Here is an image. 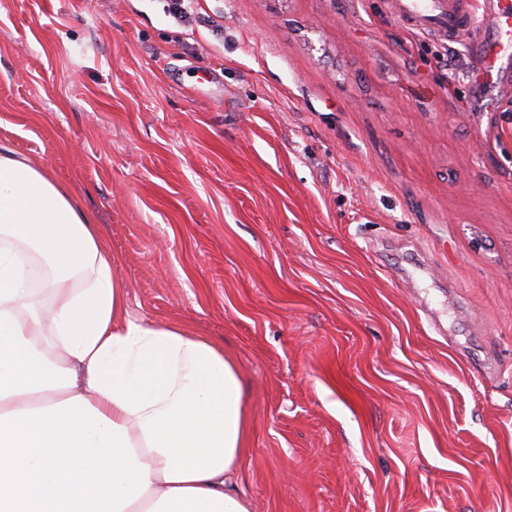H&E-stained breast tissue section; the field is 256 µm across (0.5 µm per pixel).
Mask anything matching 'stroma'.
I'll use <instances>...</instances> for the list:
<instances>
[{
  "label": "stroma",
  "instance_id": "obj_1",
  "mask_svg": "<svg viewBox=\"0 0 512 512\" xmlns=\"http://www.w3.org/2000/svg\"><path fill=\"white\" fill-rule=\"evenodd\" d=\"M387 2L0 0V144L235 357L251 512H512V98Z\"/></svg>",
  "mask_w": 512,
  "mask_h": 512
}]
</instances>
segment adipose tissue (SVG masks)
<instances>
[{"instance_id":"1","label":"adipose tissue","mask_w":512,"mask_h":512,"mask_svg":"<svg viewBox=\"0 0 512 512\" xmlns=\"http://www.w3.org/2000/svg\"><path fill=\"white\" fill-rule=\"evenodd\" d=\"M249 429L234 358L130 316L92 217L0 145V512H251Z\"/></svg>"}]
</instances>
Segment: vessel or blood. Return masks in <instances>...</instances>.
Returning <instances> with one entry per match:
<instances>
[{"mask_svg":"<svg viewBox=\"0 0 512 512\" xmlns=\"http://www.w3.org/2000/svg\"><path fill=\"white\" fill-rule=\"evenodd\" d=\"M390 10L445 40L470 35L481 52L484 81L495 83L501 52L512 48V0H391Z\"/></svg>","mask_w":512,"mask_h":512,"instance_id":"vessel-or-blood-1","label":"vessel or blood"}]
</instances>
